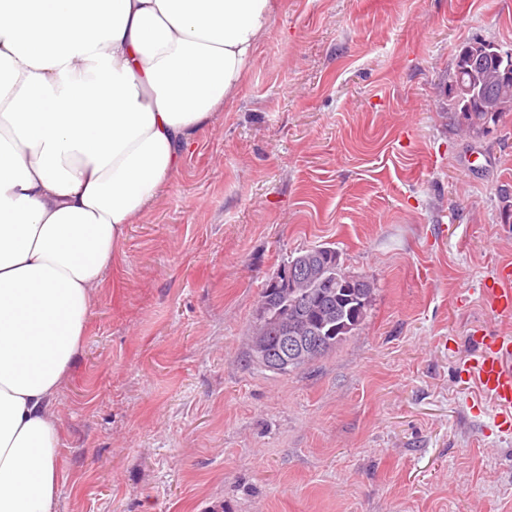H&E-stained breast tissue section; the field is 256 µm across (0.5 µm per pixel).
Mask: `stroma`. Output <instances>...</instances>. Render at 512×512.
Returning a JSON list of instances; mask_svg holds the SVG:
<instances>
[{"label":"stroma","mask_w":512,"mask_h":512,"mask_svg":"<svg viewBox=\"0 0 512 512\" xmlns=\"http://www.w3.org/2000/svg\"><path fill=\"white\" fill-rule=\"evenodd\" d=\"M240 91L130 225L56 399L53 512H512V434L468 382L512 336V111L461 134V46L512 53V0H275ZM374 283L360 330L248 361L279 264Z\"/></svg>","instance_id":"1"}]
</instances>
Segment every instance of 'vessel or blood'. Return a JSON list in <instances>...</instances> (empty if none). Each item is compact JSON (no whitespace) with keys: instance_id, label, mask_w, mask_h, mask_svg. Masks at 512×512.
I'll return each mask as SVG.
<instances>
[{"instance_id":"b4317fda","label":"vessel or blood","mask_w":512,"mask_h":512,"mask_svg":"<svg viewBox=\"0 0 512 512\" xmlns=\"http://www.w3.org/2000/svg\"><path fill=\"white\" fill-rule=\"evenodd\" d=\"M470 378L491 395L504 431L512 430V337L499 336L476 342Z\"/></svg>"}]
</instances>
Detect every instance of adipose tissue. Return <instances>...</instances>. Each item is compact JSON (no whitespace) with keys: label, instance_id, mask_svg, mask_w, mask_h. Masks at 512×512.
Masks as SVG:
<instances>
[{"label":"adipose tissue","instance_id":"adipose-tissue-1","mask_svg":"<svg viewBox=\"0 0 512 512\" xmlns=\"http://www.w3.org/2000/svg\"><path fill=\"white\" fill-rule=\"evenodd\" d=\"M272 0H0V512H52L56 397L129 224L241 88Z\"/></svg>","mask_w":512,"mask_h":512}]
</instances>
